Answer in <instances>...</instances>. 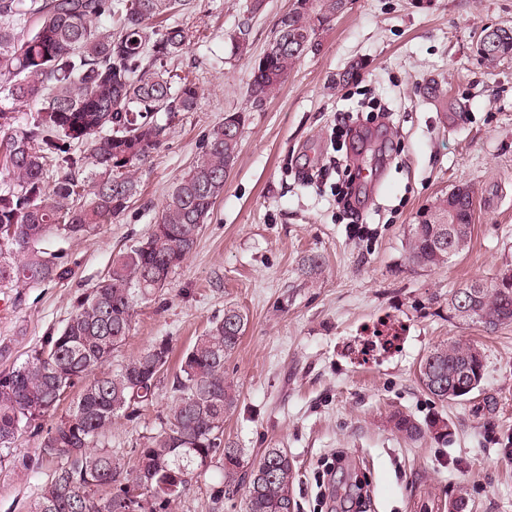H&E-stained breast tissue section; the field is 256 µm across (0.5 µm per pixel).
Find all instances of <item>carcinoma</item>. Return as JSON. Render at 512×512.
I'll return each mask as SVG.
<instances>
[{
	"mask_svg": "<svg viewBox=\"0 0 512 512\" xmlns=\"http://www.w3.org/2000/svg\"><path fill=\"white\" fill-rule=\"evenodd\" d=\"M286 25H276L268 51L254 59L246 94L262 105L278 92L299 58L317 45L330 19L347 0H295ZM265 0H250L247 17L227 32V63L251 56L249 16ZM195 0H0V93L39 107L22 123L12 107L0 105V288L38 284L70 273L52 238L95 235L124 213L138 193L137 171L162 145L175 112H190L201 88L179 63L200 30L178 17ZM490 66L512 55V29L487 35ZM246 122L239 111L224 113L204 140L196 164L168 194L148 235L113 257L100 281L77 301L64 325L28 359L0 371V451L11 449L24 429L81 385L72 409L47 432L27 468L52 473L28 512H114L100 486L128 483L142 490V512H164L191 487L198 468L213 461L234 480L243 467L239 448L224 445V419L238 403L224 361L246 330L236 308L210 322L183 352L170 388L160 431L136 449L137 466L105 444L112 419L138 416L153 399L172 349L161 340L110 369L112 353L129 335L137 306L168 284L192 253L203 224L224 193V168L236 162ZM474 191L469 184L439 198L422 222L409 228L407 259L422 269L443 266L448 249L438 245L436 218L470 224ZM507 282L486 285L475 316L495 330L512 324V272ZM419 382L440 402L466 401L480 389L484 357L471 344L454 342L430 352L418 369ZM396 430L412 439L422 429L396 415ZM437 440L450 434L447 419L426 424ZM296 464L284 448H267L252 465L247 512H297Z\"/></svg>",
	"mask_w": 512,
	"mask_h": 512,
	"instance_id": "obj_1",
	"label": "carcinoma"
}]
</instances>
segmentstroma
<instances>
[{"mask_svg":"<svg viewBox=\"0 0 512 512\" xmlns=\"http://www.w3.org/2000/svg\"><path fill=\"white\" fill-rule=\"evenodd\" d=\"M246 5L196 0L182 15L202 32L182 57L203 89L195 111L173 117L123 215L90 238L54 240L67 277L0 289V370L60 329L113 256L148 235L209 129L241 110L223 195L188 259L138 308L113 364L163 339L182 352L238 308L246 330L225 370L239 400L224 438L248 467L264 449H287L299 512H352L356 480L369 489L367 512H448L459 485L472 512H512V326L490 331L448 309L459 287L512 269V58L490 68L477 52L483 31L512 28V0H348L259 107L246 97L250 60L224 61V33ZM345 109L362 139L342 137ZM345 157L373 171L353 213L337 201L332 162ZM461 182L475 190L467 249L440 268L410 266V225ZM377 334L395 336L394 347L364 356ZM458 341L481 346L484 379L469 400L442 403L420 386L418 367ZM169 388L162 378L138 418H115L107 446L135 462L160 429ZM76 398L68 392L41 431L19 432L0 457V512H27L46 476L26 463ZM397 412L422 425L443 416L451 435L405 439ZM222 482L217 463L200 467L166 512H246L241 492L213 505Z\"/></svg>","mask_w":512,"mask_h":512,"instance_id":"1","label":"stroma"}]
</instances>
